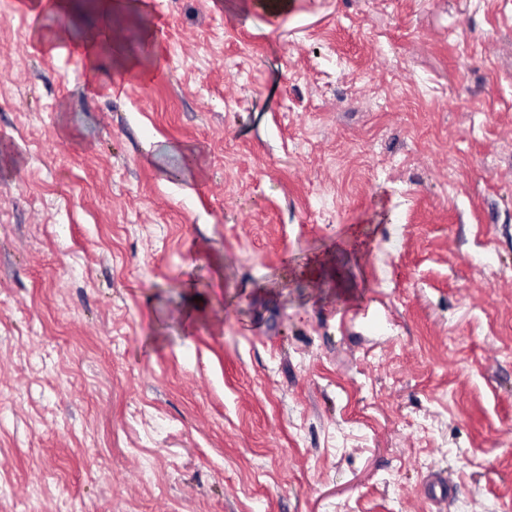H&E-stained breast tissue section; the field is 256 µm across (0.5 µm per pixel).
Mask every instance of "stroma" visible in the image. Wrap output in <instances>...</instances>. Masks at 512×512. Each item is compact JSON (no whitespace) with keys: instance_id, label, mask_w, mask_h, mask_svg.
Instances as JSON below:
<instances>
[{"instance_id":"1","label":"stroma","mask_w":512,"mask_h":512,"mask_svg":"<svg viewBox=\"0 0 512 512\" xmlns=\"http://www.w3.org/2000/svg\"><path fill=\"white\" fill-rule=\"evenodd\" d=\"M70 3L153 76L0 0V512H512V0ZM114 36L110 28L103 29L93 37L83 39L76 45L77 53L86 61L89 67H93L97 61L102 46L106 43L112 46Z\"/></svg>"}]
</instances>
